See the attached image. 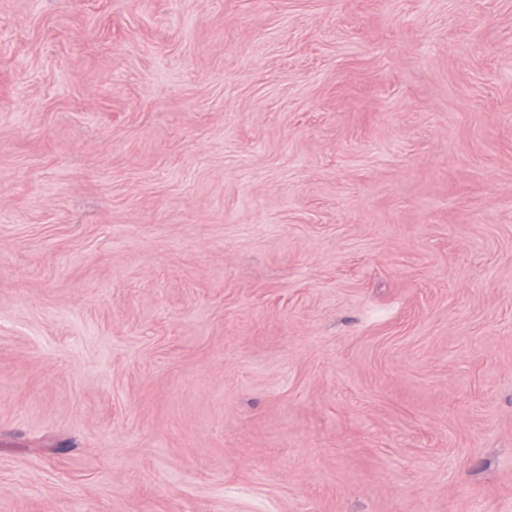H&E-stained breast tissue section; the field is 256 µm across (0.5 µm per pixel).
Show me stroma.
Segmentation results:
<instances>
[{
	"mask_svg": "<svg viewBox=\"0 0 512 512\" xmlns=\"http://www.w3.org/2000/svg\"><path fill=\"white\" fill-rule=\"evenodd\" d=\"M0 512H512V0H0Z\"/></svg>",
	"mask_w": 512,
	"mask_h": 512,
	"instance_id": "35a3bbf8",
	"label": "stroma"
}]
</instances>
